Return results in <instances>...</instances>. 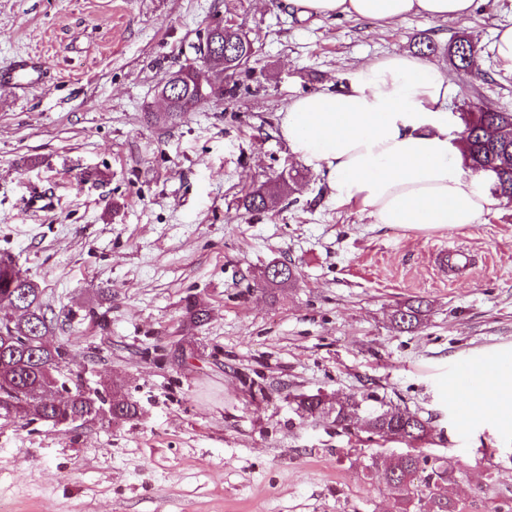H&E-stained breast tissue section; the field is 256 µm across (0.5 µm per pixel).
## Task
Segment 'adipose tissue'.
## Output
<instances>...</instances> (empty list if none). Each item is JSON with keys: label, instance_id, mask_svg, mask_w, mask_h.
Listing matches in <instances>:
<instances>
[{"label": "adipose tissue", "instance_id": "adipose-tissue-1", "mask_svg": "<svg viewBox=\"0 0 512 512\" xmlns=\"http://www.w3.org/2000/svg\"><path fill=\"white\" fill-rule=\"evenodd\" d=\"M301 16H357L398 22L410 15L445 21L474 0H285ZM447 70L411 54L357 65L337 89L295 98L278 126L291 152L325 171L337 203L358 202L375 224L404 229L483 223L499 199L482 174L464 170L448 133ZM466 413L512 423V361L458 381Z\"/></svg>", "mask_w": 512, "mask_h": 512}]
</instances>
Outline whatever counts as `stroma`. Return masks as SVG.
<instances>
[{
	"label": "stroma",
	"instance_id": "35a3bbf8",
	"mask_svg": "<svg viewBox=\"0 0 512 512\" xmlns=\"http://www.w3.org/2000/svg\"><path fill=\"white\" fill-rule=\"evenodd\" d=\"M231 22L254 44L236 98L181 123L160 81L194 62L199 39ZM512 0H477L448 21L397 25L300 18L284 0H0V67L38 55L43 79L0 86V257L37 283L70 364L121 385L138 418L81 426L0 417V501L16 512H395L397 492L364 477L374 451L402 452L295 395L374 397L428 420L429 453L467 464L466 512H512V424L460 426L452 386L472 360L512 357V202L484 223L417 231L339 205L324 171L293 155L278 114L341 84L351 63L469 35L479 73L456 75L447 109L479 93L512 111V71L490 45ZM303 174L274 207L242 197ZM467 261L439 266L441 250ZM296 279L267 289L262 273ZM210 311L183 324V299ZM422 303L411 330L396 309ZM180 337L182 362L161 351ZM264 386L250 396L248 383Z\"/></svg>",
	"mask_w": 512,
	"mask_h": 512
}]
</instances>
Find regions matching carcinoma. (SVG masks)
I'll return each mask as SVG.
<instances>
[{
	"instance_id": "1",
	"label": "carcinoma",
	"mask_w": 512,
	"mask_h": 512,
	"mask_svg": "<svg viewBox=\"0 0 512 512\" xmlns=\"http://www.w3.org/2000/svg\"><path fill=\"white\" fill-rule=\"evenodd\" d=\"M224 61H215L237 74L253 57V43L236 29L223 28ZM448 60L459 72L469 75L479 70V53L465 36L448 43ZM179 88L165 108L164 121L181 122L184 114L204 104L212 95L208 86L200 85L197 68L182 69ZM462 130L466 132L463 162L471 170L482 173L490 182V190L512 201V112H505L482 101L470 102L461 113ZM278 191L260 187L245 195L240 206L247 212L267 209L268 201ZM422 305H408L395 311L393 321L403 329L416 327L422 317ZM184 315L193 324L209 317V310L194 297L185 298ZM37 284L24 276L11 262L0 261V396L23 401L27 409L16 420L23 424L36 421L57 424L61 418L83 421L114 420L138 417L139 410L121 391L114 388L80 389L83 372L68 378L59 366L69 364V345L45 351L40 337L53 329ZM304 418L326 415L345 429L360 424L363 430L382 441L398 440L406 444L400 453L378 451L371 463L363 467L364 476L374 471L383 474L387 484L399 493L398 512H464V506L448 495V486L466 474V465L451 459L427 454L421 445L428 441L429 422L407 410L381 406H363L354 399L326 402L325 397L311 394L297 402Z\"/></svg>"
}]
</instances>
